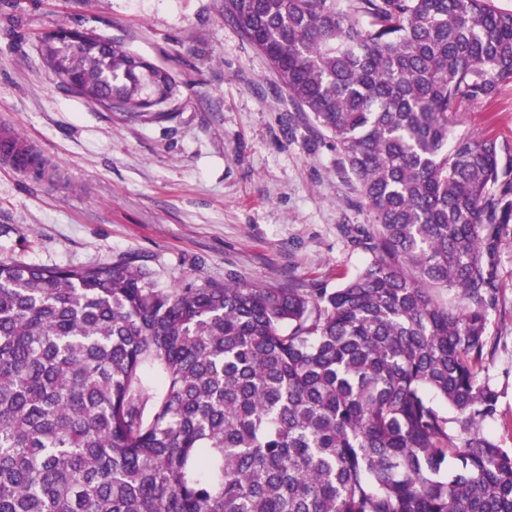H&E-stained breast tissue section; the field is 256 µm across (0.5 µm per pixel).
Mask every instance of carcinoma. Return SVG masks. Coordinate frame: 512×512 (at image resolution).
Masks as SVG:
<instances>
[{
    "instance_id": "cac0c4a2",
    "label": "carcinoma",
    "mask_w": 512,
    "mask_h": 512,
    "mask_svg": "<svg viewBox=\"0 0 512 512\" xmlns=\"http://www.w3.org/2000/svg\"><path fill=\"white\" fill-rule=\"evenodd\" d=\"M371 216L337 288L156 287L121 257H0V512H512L481 376L512 159L450 138L512 82L491 0H224ZM72 93L161 123L180 81L56 27Z\"/></svg>"
}]
</instances>
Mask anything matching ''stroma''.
<instances>
[{"mask_svg":"<svg viewBox=\"0 0 512 512\" xmlns=\"http://www.w3.org/2000/svg\"><path fill=\"white\" fill-rule=\"evenodd\" d=\"M63 24L122 42L181 83L173 120L123 122L70 93L39 38ZM49 164L0 160V257L88 266L123 256L159 287L187 280L338 287L368 259L370 222L331 140L295 111L266 59L224 19V0H0V118ZM454 136L512 152V83L463 106ZM485 376L489 430L512 448V223L493 260Z\"/></svg>","mask_w":512,"mask_h":512,"instance_id":"35a3bbf8","label":"stroma"}]
</instances>
